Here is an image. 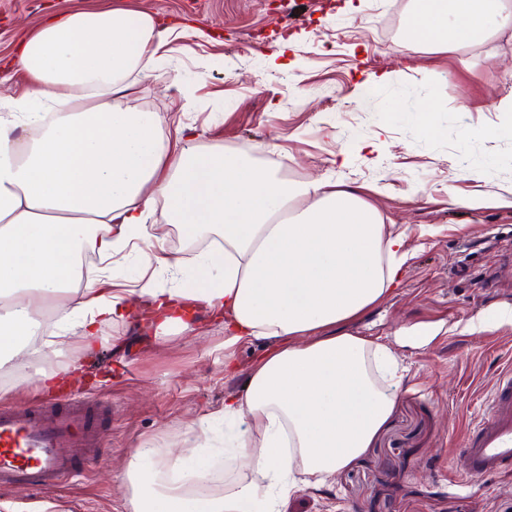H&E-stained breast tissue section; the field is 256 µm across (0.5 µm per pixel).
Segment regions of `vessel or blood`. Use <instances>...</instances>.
<instances>
[{"instance_id":"obj_1","label":"vessel or blood","mask_w":512,"mask_h":512,"mask_svg":"<svg viewBox=\"0 0 512 512\" xmlns=\"http://www.w3.org/2000/svg\"><path fill=\"white\" fill-rule=\"evenodd\" d=\"M109 404L56 396L0 406V487L45 489L77 476L102 446ZM465 477L512 471V374L501 375L491 411L455 455Z\"/></svg>"}]
</instances>
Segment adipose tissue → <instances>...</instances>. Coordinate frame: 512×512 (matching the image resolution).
<instances>
[{
  "mask_svg": "<svg viewBox=\"0 0 512 512\" xmlns=\"http://www.w3.org/2000/svg\"><path fill=\"white\" fill-rule=\"evenodd\" d=\"M512 27V0H411L416 49L453 52ZM146 11L78 9L41 22L9 65L23 91L0 88V368L24 381L48 358L37 313L92 341L99 325L148 309L160 332L188 329L197 306L224 325V346L266 351L213 419L223 421V491L203 497L194 467L208 442L189 422L184 448L145 440L125 472L130 512H285L371 448L390 420L403 376L391 349L352 334L351 323L394 294L410 253L356 188L295 182L236 150L170 154L155 113L131 108L132 76L151 77L173 36ZM218 235L192 280L175 288L141 280L91 295L82 249L102 262L141 244L179 277L178 258L155 253L165 225Z\"/></svg>",
  "mask_w": 512,
  "mask_h": 512,
  "instance_id": "obj_1",
  "label": "adipose tissue"
}]
</instances>
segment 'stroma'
<instances>
[{
	"label": "stroma",
	"mask_w": 512,
	"mask_h": 512,
	"mask_svg": "<svg viewBox=\"0 0 512 512\" xmlns=\"http://www.w3.org/2000/svg\"><path fill=\"white\" fill-rule=\"evenodd\" d=\"M81 7L149 11L178 27L153 77L129 89L165 131L182 126L190 146L258 163L283 155L288 180L359 188L411 237L394 296L357 327L393 345L409 370L394 414L361 458L286 512H512V473L466 480L453 467L512 370V324L497 320L512 310V28L436 53L404 40L410 0H304L293 18L281 0H0V68L42 19ZM424 110L436 136L418 121ZM414 333L429 344L401 343ZM53 347L54 369L84 362L87 381L46 388L32 378L0 388V405L66 392L108 401L104 447L83 477L37 494L0 489V501L129 512L131 448L180 446L187 420L219 409L238 385L224 376V328L203 311L192 329L164 336L147 319L101 325L91 356L75 329Z\"/></svg>",
	"instance_id": "35a3bbf8"
}]
</instances>
